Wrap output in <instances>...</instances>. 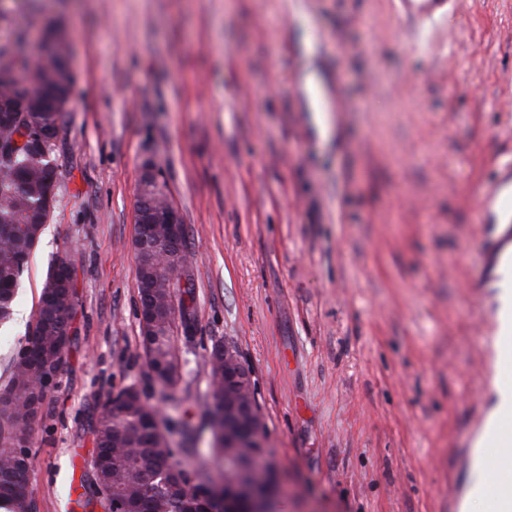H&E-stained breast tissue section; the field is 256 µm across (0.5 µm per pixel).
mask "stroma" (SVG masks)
Wrapping results in <instances>:
<instances>
[{"label":"stroma","instance_id":"stroma-1","mask_svg":"<svg viewBox=\"0 0 512 512\" xmlns=\"http://www.w3.org/2000/svg\"><path fill=\"white\" fill-rule=\"evenodd\" d=\"M35 36L71 30L76 82L53 157L50 218L0 326V388L49 263L69 260L70 339L24 490L34 512L95 496L94 426L138 386L175 445L212 454L205 363L253 371L279 512H497L486 461L498 345L477 206L512 173V0H456L417 21L400 0H0ZM315 63L343 104L320 136L300 92ZM154 163L193 260L181 379L140 345L136 189Z\"/></svg>","mask_w":512,"mask_h":512}]
</instances>
